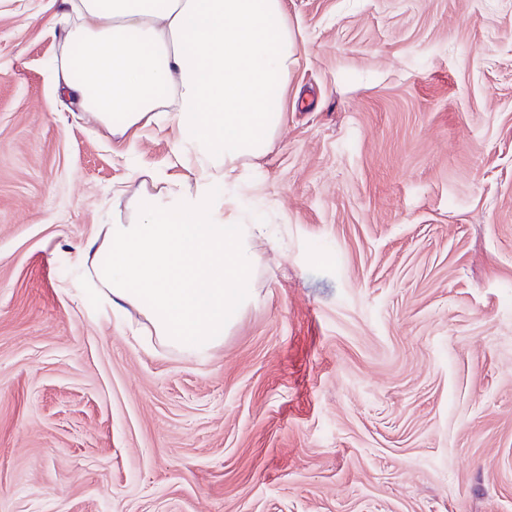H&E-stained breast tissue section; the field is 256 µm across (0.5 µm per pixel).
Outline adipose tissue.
I'll use <instances>...</instances> for the list:
<instances>
[{"mask_svg": "<svg viewBox=\"0 0 512 512\" xmlns=\"http://www.w3.org/2000/svg\"><path fill=\"white\" fill-rule=\"evenodd\" d=\"M56 84L109 133L174 132L185 177L141 191L77 253L90 295L163 346L208 354L257 300L255 238L216 183L268 150L295 62L286 0H64Z\"/></svg>", "mask_w": 512, "mask_h": 512, "instance_id": "ef3b65f1", "label": "adipose tissue"}]
</instances>
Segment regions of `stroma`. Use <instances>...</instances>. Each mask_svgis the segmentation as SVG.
Listing matches in <instances>:
<instances>
[{
    "mask_svg": "<svg viewBox=\"0 0 512 512\" xmlns=\"http://www.w3.org/2000/svg\"><path fill=\"white\" fill-rule=\"evenodd\" d=\"M287 11L285 119L224 186L259 300L199 356L77 263L171 131L81 115L60 0H0V512H512V0Z\"/></svg>",
    "mask_w": 512,
    "mask_h": 512,
    "instance_id": "1",
    "label": "stroma"
}]
</instances>
